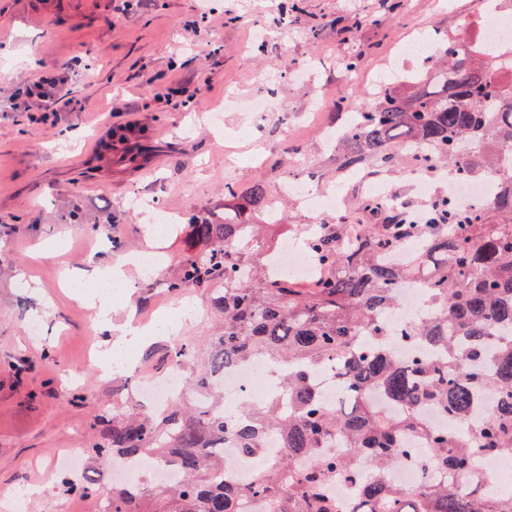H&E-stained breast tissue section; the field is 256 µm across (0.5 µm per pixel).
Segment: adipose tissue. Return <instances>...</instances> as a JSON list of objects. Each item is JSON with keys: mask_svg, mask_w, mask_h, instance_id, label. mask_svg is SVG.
<instances>
[{"mask_svg": "<svg viewBox=\"0 0 512 512\" xmlns=\"http://www.w3.org/2000/svg\"><path fill=\"white\" fill-rule=\"evenodd\" d=\"M140 264V253L118 251L112 257L103 259L100 269L90 273L78 271L70 279L71 288L87 299L94 311L95 328L102 337L101 360L115 374L127 370L129 353L142 349L153 337L179 333L183 325L194 316L193 307L187 306L175 316L160 313L150 325H112L113 309L130 303L129 294L116 298L112 295V289L124 283L128 266L137 267Z\"/></svg>", "mask_w": 512, "mask_h": 512, "instance_id": "ef3b65f1", "label": "adipose tissue"}]
</instances>
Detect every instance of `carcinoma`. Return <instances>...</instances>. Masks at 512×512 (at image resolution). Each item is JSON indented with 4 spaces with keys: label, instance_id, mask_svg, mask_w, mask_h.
Masks as SVG:
<instances>
[{
    "label": "carcinoma",
    "instance_id": "carcinoma-1",
    "mask_svg": "<svg viewBox=\"0 0 512 512\" xmlns=\"http://www.w3.org/2000/svg\"><path fill=\"white\" fill-rule=\"evenodd\" d=\"M512 51L493 63L488 51L447 38L427 70L397 80L355 113L356 124L336 142V172L394 171L416 163L436 174L467 178L496 174L500 150L512 151ZM497 192L474 210L437 197L423 222L397 202L360 195L352 209L360 224H322L305 239L321 272L311 280H255L250 253L262 225L249 223L260 209L275 219L279 203L264 183L241 193L224 184V218L199 217L189 225V253L167 288L209 294L221 319L207 337L200 367L189 373L188 400L152 419L135 414L112 420L90 453L172 463L183 482L158 490L125 486L108 492L92 479L65 481L66 491L105 495L112 512H237L241 497L266 501L265 512H342L330 478L362 490L357 512H512V495L490 497L477 456H512V171L497 174ZM417 238L421 246L398 259L388 255ZM418 282L435 313L405 332L415 341L407 360L390 344L385 321L397 290ZM262 355L288 366L282 378L288 411L270 401L247 403L237 418L224 413L217 378L230 363ZM343 361L344 397L325 406L317 373ZM491 402L478 401L479 392ZM435 409L458 423L433 426ZM277 436L283 456L249 487L224 483L218 444L229 437L243 456L257 455L264 437ZM421 439L435 465L466 480L407 489L386 473L406 450L399 438ZM360 456L373 459L369 473Z\"/></svg>",
    "mask_w": 512,
    "mask_h": 512
}]
</instances>
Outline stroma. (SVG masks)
<instances>
[{"label":"stroma","instance_id":"35a3bbf8","mask_svg":"<svg viewBox=\"0 0 512 512\" xmlns=\"http://www.w3.org/2000/svg\"><path fill=\"white\" fill-rule=\"evenodd\" d=\"M390 1L296 0L288 18L278 0H0V493L38 484L26 512H96L64 491L53 457L90 448L96 418L126 415L137 400L127 375L98 372L91 312L64 291L62 270L88 267L111 238L150 250L159 276L134 272L130 287L152 318L175 298L166 282L188 253V219L224 213L225 147L253 158L234 178L242 191L260 180L277 193L311 168L335 176L325 132L362 104L398 47L416 34L471 36L484 18L481 0ZM351 15L366 23L347 40ZM346 54L355 69L340 64ZM44 74L59 80L52 113L14 97ZM266 94L275 107L255 148L248 103ZM216 107L223 139L188 120ZM151 183L183 217L152 249L129 204ZM338 218L361 220L346 206L335 215L288 204L253 256L256 275L300 226Z\"/></svg>","mask_w":512,"mask_h":512}]
</instances>
